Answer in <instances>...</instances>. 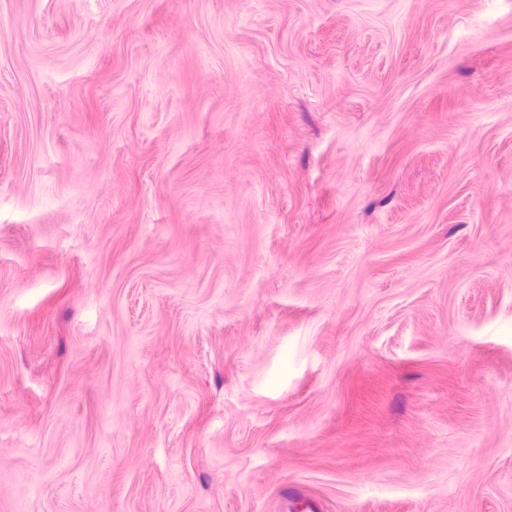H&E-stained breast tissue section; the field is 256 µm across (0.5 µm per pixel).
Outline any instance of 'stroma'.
Returning a JSON list of instances; mask_svg holds the SVG:
<instances>
[{"mask_svg":"<svg viewBox=\"0 0 512 512\" xmlns=\"http://www.w3.org/2000/svg\"><path fill=\"white\" fill-rule=\"evenodd\" d=\"M512 512V0H0V512Z\"/></svg>","mask_w":512,"mask_h":512,"instance_id":"35a3bbf8","label":"stroma"}]
</instances>
